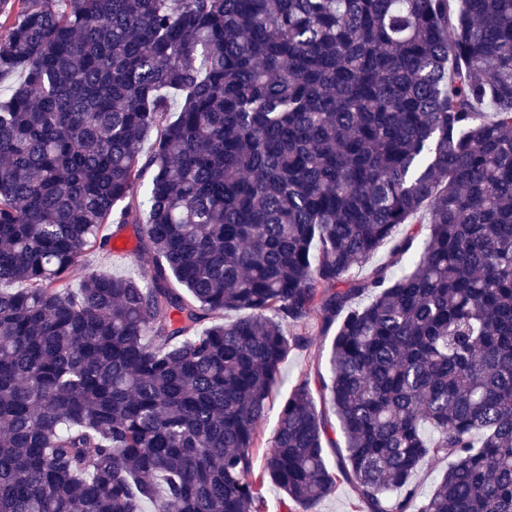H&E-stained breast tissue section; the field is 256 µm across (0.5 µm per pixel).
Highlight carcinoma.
I'll return each mask as SVG.
<instances>
[{
    "instance_id": "obj_1",
    "label": "carcinoma",
    "mask_w": 512,
    "mask_h": 512,
    "mask_svg": "<svg viewBox=\"0 0 512 512\" xmlns=\"http://www.w3.org/2000/svg\"><path fill=\"white\" fill-rule=\"evenodd\" d=\"M6 2L0 512H317L341 477L359 512H512V0ZM112 224L146 281L72 289ZM389 242L410 272L350 276ZM314 319L345 453L305 379L256 471ZM336 327L324 331L318 321L313 320L306 329L308 346L292 349L284 363L276 386V397L265 418L257 426V443L254 464L260 470L264 464V453L270 448L277 427L282 402L288 397L291 387L299 380L309 378L317 389L320 378L328 380L329 356ZM451 460L443 459L425 464L420 468L413 480V486L417 488L418 499H423L431 493L436 482L443 473L448 470Z\"/></svg>"
}]
</instances>
